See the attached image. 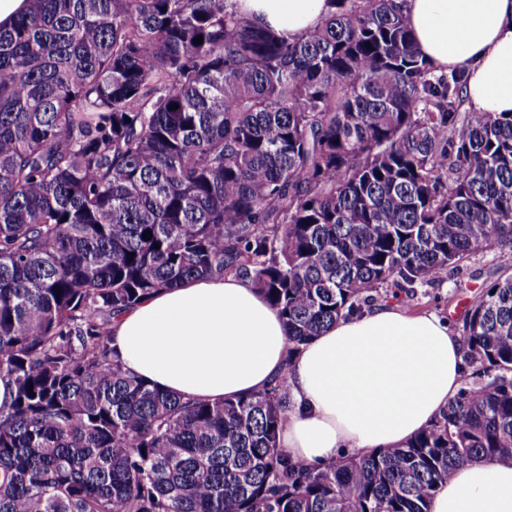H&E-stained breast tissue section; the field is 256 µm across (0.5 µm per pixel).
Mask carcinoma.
Instances as JSON below:
<instances>
[{
  "mask_svg": "<svg viewBox=\"0 0 512 512\" xmlns=\"http://www.w3.org/2000/svg\"><path fill=\"white\" fill-rule=\"evenodd\" d=\"M28 2L0 27V512H429L457 466L512 465L511 273L471 302L447 409L318 466L280 445L287 373L186 400L114 358L112 315L190 278L248 279L289 366L388 289L512 249V113L461 111L405 0H327L297 38L238 0Z\"/></svg>",
  "mask_w": 512,
  "mask_h": 512,
  "instance_id": "cac0c4a2",
  "label": "carcinoma"
}]
</instances>
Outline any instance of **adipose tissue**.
Here are the masks:
<instances>
[{
    "instance_id": "obj_1",
    "label": "adipose tissue",
    "mask_w": 512,
    "mask_h": 512,
    "mask_svg": "<svg viewBox=\"0 0 512 512\" xmlns=\"http://www.w3.org/2000/svg\"><path fill=\"white\" fill-rule=\"evenodd\" d=\"M257 22L297 37L321 25L326 0H239ZM420 54L436 70L466 69L476 112L512 113V0H407ZM125 369L161 390L219 400L263 390L287 373L294 412L280 440L320 465L347 448L402 446L444 411L462 382L463 341L434 314L381 302L341 318L286 362L279 312L235 276L162 289L112 325ZM430 512H512V466L479 458L438 485Z\"/></svg>"
}]
</instances>
